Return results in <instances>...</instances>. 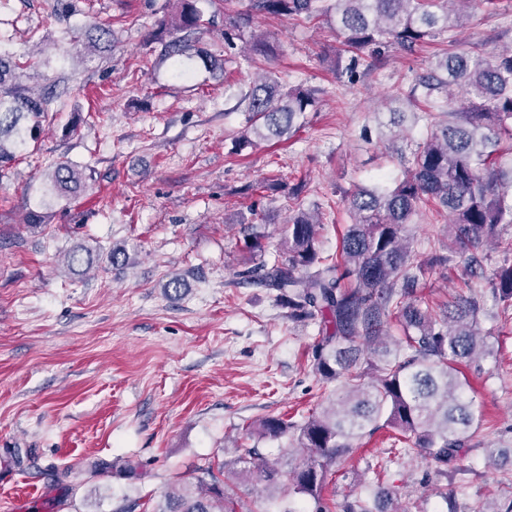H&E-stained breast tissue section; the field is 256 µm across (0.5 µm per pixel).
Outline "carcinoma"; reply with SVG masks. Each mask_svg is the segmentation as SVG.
I'll list each match as a JSON object with an SVG mask.
<instances>
[{
	"label": "carcinoma",
	"instance_id": "1",
	"mask_svg": "<svg viewBox=\"0 0 512 512\" xmlns=\"http://www.w3.org/2000/svg\"><path fill=\"white\" fill-rule=\"evenodd\" d=\"M197 2L174 0L163 25L176 32L204 31L209 21ZM479 3L494 6L496 0H246L244 9L224 15L226 63L239 55L236 41L247 35L254 54L273 52L254 32L255 20L266 15H329L348 51L370 57L388 48L412 53L445 33L448 37L427 72L399 99L401 106L391 110L394 128L409 117L415 126L425 114L426 135L411 156L401 157L404 170L392 183L345 194L352 224L335 254L318 250L323 221L317 210L299 208L288 218L271 262L262 236L243 226L252 265L238 275L276 293L289 317L320 320L309 368L326 382H340L329 405L296 427L308 457L282 470L259 449L241 446L234 473L261 485L253 505L229 492L222 463L198 467L193 481L164 491L152 512H266L264 501L285 496L301 498L313 512H331L323 497L330 467L350 457L356 441L384 428L398 433L404 453L423 452L443 466L465 451L483 414L467 396L470 384L458 367L492 353L479 329L483 306L470 296L437 312L414 297V287L428 266L458 257L469 268L478 265L484 245L512 224V161L503 159V144L512 145V49L475 55L458 45L456 35L468 9ZM189 48L183 39L163 46L162 56L175 59L178 76L187 71L176 57ZM23 70L21 63L0 56V167L14 160L27 140L37 139L53 99L29 93ZM322 94L323 89L302 83L286 88L271 71L262 72L238 102L246 116L241 145L292 138ZM84 172L60 162L49 179L63 195L78 186ZM423 207L447 218L448 254L421 260L404 243L405 226ZM492 281L506 316L512 309V263L497 267ZM394 317L403 336L392 350L386 325ZM361 345L376 347L381 356L370 383L356 370ZM259 427L272 439L290 429L278 417L263 419ZM393 496L392 487L378 480L370 498L348 499L342 509L392 512Z\"/></svg>",
	"mask_w": 512,
	"mask_h": 512
}]
</instances>
